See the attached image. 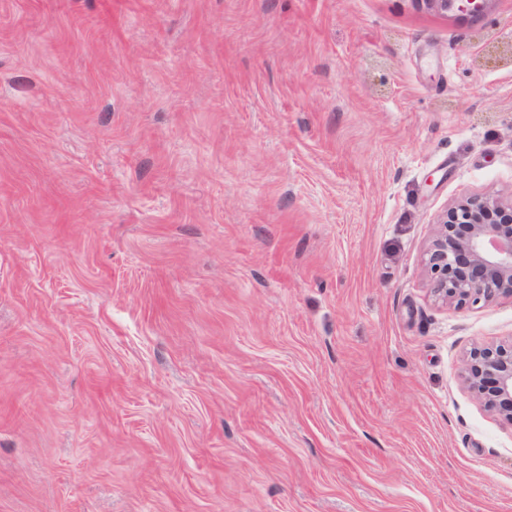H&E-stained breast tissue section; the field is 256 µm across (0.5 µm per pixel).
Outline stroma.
Wrapping results in <instances>:
<instances>
[{"label":"stroma","mask_w":512,"mask_h":512,"mask_svg":"<svg viewBox=\"0 0 512 512\" xmlns=\"http://www.w3.org/2000/svg\"><path fill=\"white\" fill-rule=\"evenodd\" d=\"M512 200V0H0V512H512L429 288ZM417 2H421L428 9L437 11L441 14L448 15V12L454 13L455 17H464L468 16L470 18H478L483 15L487 10L491 8L492 2L494 0H482V1H472L473 4H477L476 7L467 8L464 7L461 1L457 0H416Z\"/></svg>","instance_id":"stroma-1"}]
</instances>
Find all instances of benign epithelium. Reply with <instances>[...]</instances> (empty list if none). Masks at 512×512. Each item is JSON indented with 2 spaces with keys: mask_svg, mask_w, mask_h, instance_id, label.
Wrapping results in <instances>:
<instances>
[{
  "mask_svg": "<svg viewBox=\"0 0 512 512\" xmlns=\"http://www.w3.org/2000/svg\"><path fill=\"white\" fill-rule=\"evenodd\" d=\"M419 2L441 14L478 18L494 0H479L472 8L459 0ZM426 264L430 288L443 301L475 304L512 296V202L473 197L447 209L428 244ZM464 382L512 424V341L471 352Z\"/></svg>",
  "mask_w": 512,
  "mask_h": 512,
  "instance_id": "1",
  "label": "benign epithelium"
}]
</instances>
